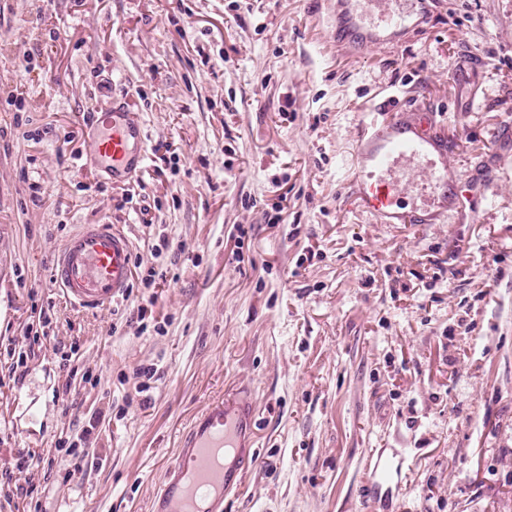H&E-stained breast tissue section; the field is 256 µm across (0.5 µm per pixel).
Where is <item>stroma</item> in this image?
Masks as SVG:
<instances>
[{
	"mask_svg": "<svg viewBox=\"0 0 512 512\" xmlns=\"http://www.w3.org/2000/svg\"><path fill=\"white\" fill-rule=\"evenodd\" d=\"M335 2L0 0V342L39 344L0 359V471L54 462L0 512H149L192 416L241 387L257 457L224 512H512V0H438L356 54ZM385 100L452 147L451 222L358 210ZM117 102L148 154L124 183L90 158ZM80 224L121 225L140 262L106 310L51 277ZM381 454L401 473L371 497ZM38 343L37 337L33 336L32 342L30 341L29 344H22L17 345L15 343H8L7 345L3 347V342L0 343V357L3 356V358H6L7 360H11L12 365L17 370L18 368L24 367V364H26L27 360L35 356V349L34 345Z\"/></svg>",
	"mask_w": 512,
	"mask_h": 512,
	"instance_id": "35a3bbf8",
	"label": "stroma"
}]
</instances>
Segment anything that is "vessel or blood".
Listing matches in <instances>:
<instances>
[{"label":"vessel or blood","instance_id":"b4317fda","mask_svg":"<svg viewBox=\"0 0 512 512\" xmlns=\"http://www.w3.org/2000/svg\"><path fill=\"white\" fill-rule=\"evenodd\" d=\"M426 2L336 0V26L344 31L337 42L354 52L420 32L429 19ZM103 131L93 155L106 159L113 181L143 167V129L134 113L113 108L103 120ZM416 159L425 161L431 182L442 190L434 219L457 215L461 201L455 184L448 180V147L430 132L426 116L416 112H375L361 123L355 163L367 169L369 176L354 181L359 208L381 224L405 223L398 203V174ZM132 255V242L120 225H80L54 254V282L79 306L108 308L127 292ZM255 410V398L248 390L208 401L182 434L152 499L151 512H224L225 500L242 490L244 471L256 456Z\"/></svg>","mask_w":512,"mask_h":512}]
</instances>
